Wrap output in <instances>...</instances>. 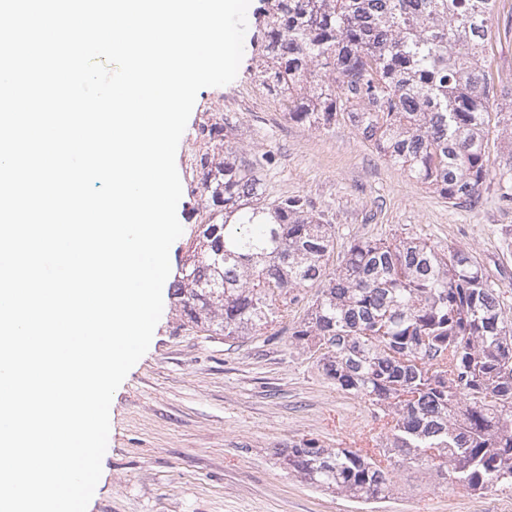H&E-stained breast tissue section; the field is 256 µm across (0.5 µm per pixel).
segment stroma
I'll list each match as a JSON object with an SVG mask.
<instances>
[{
	"label": "stroma",
	"instance_id": "1",
	"mask_svg": "<svg viewBox=\"0 0 512 512\" xmlns=\"http://www.w3.org/2000/svg\"><path fill=\"white\" fill-rule=\"evenodd\" d=\"M260 0L247 12L244 55L236 79L197 96L180 139L176 166L183 194L182 235L170 249L178 265L204 213L195 133L216 113L233 118L240 157L273 151L263 172L269 196L301 195L333 225L337 252L357 239L421 238L472 252L499 288L512 292V208L491 193L473 209L449 207L385 161L349 120L327 129L289 121L286 103L253 75V36ZM487 50L496 80L512 89V0H499ZM512 93L490 115L488 152L512 164ZM323 282L308 288L275 335L232 340L182 324L171 287L147 353L115 391L102 475L88 512H360L350 498L325 492L289 472L275 451L312 438L326 448L364 445L382 423L363 400L336 389L291 328ZM378 512H512V490L477 496L418 469L397 472Z\"/></svg>",
	"mask_w": 512,
	"mask_h": 512
}]
</instances>
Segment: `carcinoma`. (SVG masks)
<instances>
[{"label":"carcinoma","mask_w":512,"mask_h":512,"mask_svg":"<svg viewBox=\"0 0 512 512\" xmlns=\"http://www.w3.org/2000/svg\"><path fill=\"white\" fill-rule=\"evenodd\" d=\"M255 75L288 120L347 117L392 165L453 207L493 182L512 205V166L487 150L503 88L486 69L496 0H262ZM224 116L200 124L207 217L173 284L185 322L232 339L273 328L305 299L335 250L333 226L300 195L271 198L270 151L237 156ZM507 297L461 247L355 240L292 328L325 376L385 420L378 452L300 439L288 470L362 502L389 497L393 470L458 476L482 495L512 487V319Z\"/></svg>","instance_id":"1"}]
</instances>
